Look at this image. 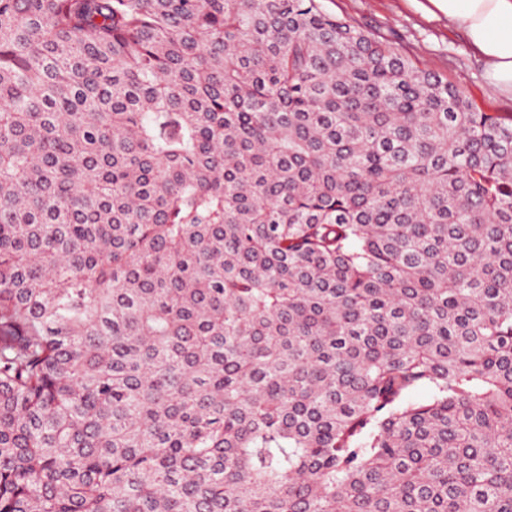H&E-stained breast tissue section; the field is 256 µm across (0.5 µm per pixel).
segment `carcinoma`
Segmentation results:
<instances>
[{
  "label": "carcinoma",
  "instance_id": "cac0c4a2",
  "mask_svg": "<svg viewBox=\"0 0 512 512\" xmlns=\"http://www.w3.org/2000/svg\"><path fill=\"white\" fill-rule=\"evenodd\" d=\"M0 512H512V117L319 0H0Z\"/></svg>",
  "mask_w": 512,
  "mask_h": 512
}]
</instances>
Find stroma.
I'll list each match as a JSON object with an SVG mask.
<instances>
[{
  "label": "stroma",
  "instance_id": "stroma-1",
  "mask_svg": "<svg viewBox=\"0 0 512 512\" xmlns=\"http://www.w3.org/2000/svg\"><path fill=\"white\" fill-rule=\"evenodd\" d=\"M321 4L331 14L353 18L421 68L446 78L480 110L512 115V95L490 85L481 57L447 20L424 15L412 0H321Z\"/></svg>",
  "mask_w": 512,
  "mask_h": 512
}]
</instances>
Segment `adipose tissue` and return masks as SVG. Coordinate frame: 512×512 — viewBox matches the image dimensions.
Here are the masks:
<instances>
[{
	"label": "adipose tissue",
	"instance_id": "1",
	"mask_svg": "<svg viewBox=\"0 0 512 512\" xmlns=\"http://www.w3.org/2000/svg\"><path fill=\"white\" fill-rule=\"evenodd\" d=\"M425 11L462 28L491 84L512 94V0H427Z\"/></svg>",
	"mask_w": 512,
	"mask_h": 512
}]
</instances>
